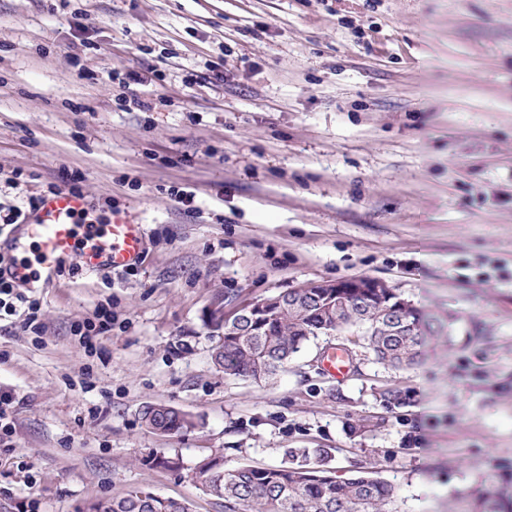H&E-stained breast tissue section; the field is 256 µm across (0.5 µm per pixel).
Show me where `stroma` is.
I'll use <instances>...</instances> for the list:
<instances>
[{
    "label": "stroma",
    "mask_w": 512,
    "mask_h": 512,
    "mask_svg": "<svg viewBox=\"0 0 512 512\" xmlns=\"http://www.w3.org/2000/svg\"><path fill=\"white\" fill-rule=\"evenodd\" d=\"M116 71L151 111L120 106ZM75 169L98 223L128 207L148 248L36 289L40 333L0 319V512L133 488L224 512L194 479L217 449H330L399 512H465L512 472V0H0V208ZM365 276L443 322L415 368L343 332L267 382L213 367L216 304ZM101 305L88 353L72 325ZM147 404L196 426L155 434ZM156 408L164 411L168 416L169 423L171 424V429H173L176 433L188 431L196 426V422L194 419L187 414H183L179 412L177 409L163 405V404H149L143 407L140 412V419L142 424L147 428L153 431V424H155L154 417L151 419L149 417L148 409Z\"/></svg>",
    "instance_id": "1"
}]
</instances>
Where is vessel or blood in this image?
Wrapping results in <instances>:
<instances>
[{"label":"vessel or blood","mask_w":512,"mask_h":512,"mask_svg":"<svg viewBox=\"0 0 512 512\" xmlns=\"http://www.w3.org/2000/svg\"><path fill=\"white\" fill-rule=\"evenodd\" d=\"M89 212L87 197L66 188L41 197L14 224L11 235L0 238V277L31 287L30 272L19 262L31 251L41 258L40 278L46 284L70 260L95 274L128 268L142 258L147 248L145 227L132 212L111 211L103 224L80 223V215Z\"/></svg>","instance_id":"1"}]
</instances>
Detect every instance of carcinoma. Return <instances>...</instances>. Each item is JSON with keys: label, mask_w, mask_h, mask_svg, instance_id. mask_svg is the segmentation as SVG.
<instances>
[{"label": "carcinoma", "mask_w": 512, "mask_h": 512, "mask_svg": "<svg viewBox=\"0 0 512 512\" xmlns=\"http://www.w3.org/2000/svg\"><path fill=\"white\" fill-rule=\"evenodd\" d=\"M420 332L416 336H393L390 326L376 313L358 306L340 316L326 307L270 309L266 326L258 336L224 337L220 371L228 376L270 380L284 370L288 360L322 329L334 331L363 329L376 357L394 367L415 366L427 338L437 332L438 320L413 310ZM168 416L175 432L196 427L194 419L177 409L156 404L140 412L142 424L153 429L148 409ZM287 460L276 467L238 466L224 468V455L213 454V466L197 477L206 493L224 506V512H397V488L369 472L338 479L326 468L328 448H294ZM91 512H190L183 500L136 488L110 500L97 498ZM469 512H512V476L492 487L471 492Z\"/></svg>", "instance_id": "cac0c4a2"}]
</instances>
